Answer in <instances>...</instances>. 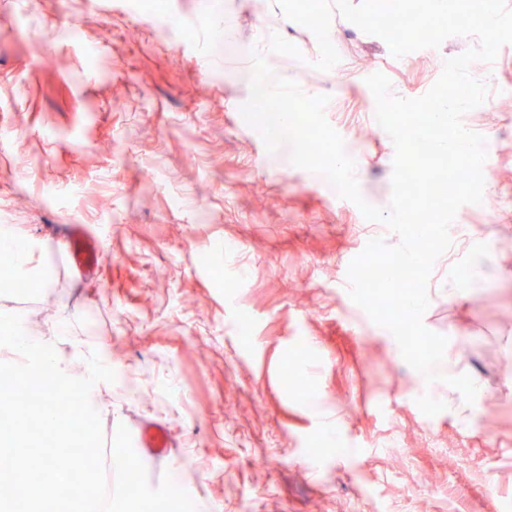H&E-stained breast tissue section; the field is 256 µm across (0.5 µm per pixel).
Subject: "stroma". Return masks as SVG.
I'll use <instances>...</instances> for the list:
<instances>
[{
    "instance_id": "35a3bbf8",
    "label": "stroma",
    "mask_w": 512,
    "mask_h": 512,
    "mask_svg": "<svg viewBox=\"0 0 512 512\" xmlns=\"http://www.w3.org/2000/svg\"><path fill=\"white\" fill-rule=\"evenodd\" d=\"M270 35L285 46L266 57L277 73L319 54L273 0H0V224L43 243L51 272L5 304L40 323L67 305L73 333L115 364L105 439L164 426L169 457H144L148 482L171 474L197 512H512V101L462 118L497 139L483 188L496 218L437 259L422 318L482 393L469 405L440 388L447 408L429 417L406 402L415 370L345 291L367 242L398 235L288 146L268 152L241 115L249 53ZM330 39L350 78L303 80L329 95L328 122L361 151L360 192L384 208L395 149L365 77L416 98L441 70L337 13ZM203 57L222 64L201 70ZM53 224L101 236L97 277H75ZM479 241L492 286L451 298Z\"/></svg>"
}]
</instances>
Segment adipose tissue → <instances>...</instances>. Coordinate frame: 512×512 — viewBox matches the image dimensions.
Listing matches in <instances>:
<instances>
[{
    "mask_svg": "<svg viewBox=\"0 0 512 512\" xmlns=\"http://www.w3.org/2000/svg\"><path fill=\"white\" fill-rule=\"evenodd\" d=\"M0 255L7 259L0 269V288L49 286L41 246L20 234L14 225H0ZM0 320L8 327L7 336L0 339V352L5 355L0 367L17 378L46 376L59 388L78 391L92 402L95 414L105 413V405L97 398L112 376V362L100 351L69 338L67 314H59L52 326L44 328L25 313L5 306L0 308Z\"/></svg>",
    "mask_w": 512,
    "mask_h": 512,
    "instance_id": "adipose-tissue-1",
    "label": "adipose tissue"
}]
</instances>
